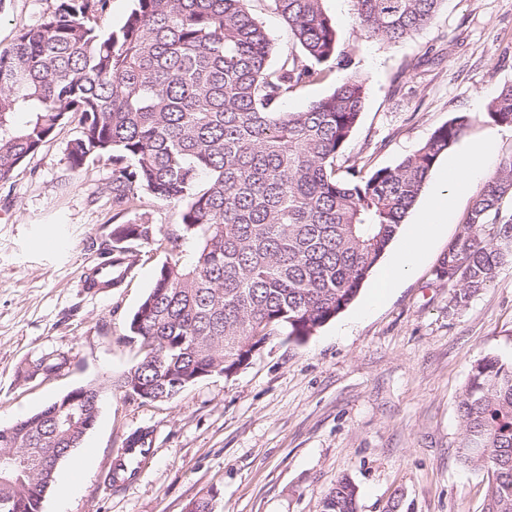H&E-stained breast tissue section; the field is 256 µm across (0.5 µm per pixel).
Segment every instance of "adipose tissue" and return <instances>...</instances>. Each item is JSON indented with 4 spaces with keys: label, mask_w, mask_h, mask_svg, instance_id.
<instances>
[{
    "label": "adipose tissue",
    "mask_w": 512,
    "mask_h": 512,
    "mask_svg": "<svg viewBox=\"0 0 512 512\" xmlns=\"http://www.w3.org/2000/svg\"><path fill=\"white\" fill-rule=\"evenodd\" d=\"M489 151V144L484 143L468 148L462 157L449 159L441 177V186L447 195L466 192L473 182L483 176ZM448 215V209L435 201L430 202L419 213L398 251L372 283L368 307L378 306L394 288L414 272L419 259L428 251L447 224Z\"/></svg>",
    "instance_id": "1"
}]
</instances>
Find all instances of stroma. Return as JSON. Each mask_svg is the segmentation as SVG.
Masks as SVG:
<instances>
[{
  "label": "stroma",
  "instance_id": "stroma-1",
  "mask_svg": "<svg viewBox=\"0 0 512 512\" xmlns=\"http://www.w3.org/2000/svg\"><path fill=\"white\" fill-rule=\"evenodd\" d=\"M56 0H0V50L52 12ZM338 45L365 80L360 120L345 156L363 170L395 166L449 119L469 118L450 150L492 141L488 172L512 156V127L491 121L487 103L512 85V0H444L412 39L365 38L352 0H323ZM79 134L66 118L52 138L0 183V425L29 416L68 391L102 389L100 411L75 457L59 464L42 512H187L207 496L213 512H318L340 476L358 487V512H481L486 472L456 456L458 404L472 366L512 361V260L468 305L449 313L453 292L435 270L462 232L475 193L454 196L451 218L413 274L371 311L356 299L304 341L268 340L232 379L215 373L169 401L128 398L113 383L138 359L129 322L152 288L163 253L142 245L112 289L91 295L81 275L114 244L115 225L145 216L176 229L177 207L142 196L112 207V166L91 159L71 171ZM440 157L409 212L414 223L448 158ZM56 245L43 246L44 231ZM67 357L59 373L25 379L44 353ZM146 429L155 454L119 495L103 484L128 436Z\"/></svg>",
  "mask_w": 512,
  "mask_h": 512
}]
</instances>
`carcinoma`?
Listing matches in <instances>:
<instances>
[{
    "label": "carcinoma",
    "mask_w": 512,
    "mask_h": 512,
    "mask_svg": "<svg viewBox=\"0 0 512 512\" xmlns=\"http://www.w3.org/2000/svg\"><path fill=\"white\" fill-rule=\"evenodd\" d=\"M109 0H58L36 27L0 51V182L35 154L68 115L79 135L70 170L96 156L112 162V207L139 194L181 207L178 228L146 217L113 229L112 259L154 245L169 259L134 312L128 340L139 359L117 381L136 399L170 400L210 368L225 378L273 336L303 341L345 311L397 237L438 159L465 133L459 116L438 127L396 166L365 173L340 165L358 124L365 82L339 49L322 0H271L298 51L269 67L274 43L250 0H133L107 36L96 19ZM443 0H353L367 38L398 43L428 26ZM333 91L305 109L281 102L328 72ZM25 115L22 122L16 116ZM512 126V85L487 104ZM512 156L476 194L464 232L436 278L458 289L448 313L466 307L512 258ZM47 353L25 373L66 367ZM55 415L52 404L0 433V512H38L60 461L99 414L100 387ZM456 448L487 473L481 512H512V362L486 356L471 369L459 405ZM358 487L342 476L319 512H357Z\"/></svg>",
    "instance_id": "1"
}]
</instances>
